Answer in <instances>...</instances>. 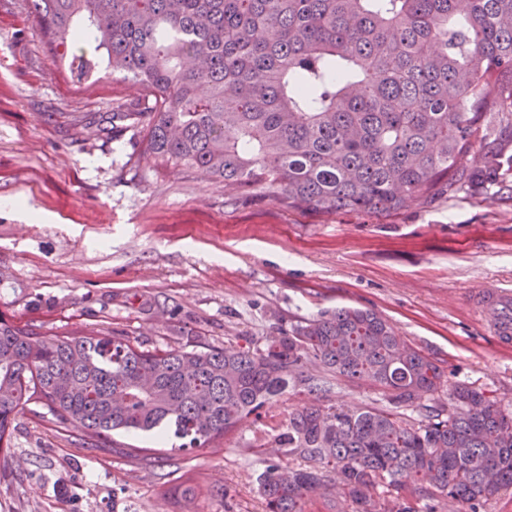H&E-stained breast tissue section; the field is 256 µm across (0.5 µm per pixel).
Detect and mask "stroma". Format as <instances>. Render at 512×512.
<instances>
[{"label":"stroma","instance_id":"1","mask_svg":"<svg viewBox=\"0 0 512 512\" xmlns=\"http://www.w3.org/2000/svg\"><path fill=\"white\" fill-rule=\"evenodd\" d=\"M143 111L130 83L74 84L54 64L31 0H0V313L46 336L116 332L149 348L221 347L339 307L376 312L454 380L512 405V350L462 302L512 289V196L438 202L374 219L232 201L223 183L153 168L140 126L112 125L116 102ZM5 197L23 209L2 205ZM248 421L219 448L139 456L87 448L76 427L18 414L0 451V512H182L183 477L227 486L199 512H265ZM162 453L149 464L145 455Z\"/></svg>","mask_w":512,"mask_h":512}]
</instances>
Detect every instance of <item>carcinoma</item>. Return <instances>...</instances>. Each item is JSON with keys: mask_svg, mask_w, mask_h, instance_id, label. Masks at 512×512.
Masks as SVG:
<instances>
[{"mask_svg": "<svg viewBox=\"0 0 512 512\" xmlns=\"http://www.w3.org/2000/svg\"><path fill=\"white\" fill-rule=\"evenodd\" d=\"M70 78L138 86L157 169L268 194L287 209L389 217L461 194L512 191V0H32ZM89 40L95 51L75 49ZM369 381L382 407L330 404L331 378ZM448 386V404L424 405ZM319 403L266 410L286 390ZM30 403L91 448L143 434L201 448L255 417L266 512L331 493L354 512H484L512 490V410L445 384L439 362L380 315L342 307L261 343L147 349L117 333L47 337L0 315V443ZM300 460L304 465L293 466ZM334 479H327V474Z\"/></svg>", "mask_w": 512, "mask_h": 512, "instance_id": "carcinoma-1", "label": "carcinoma"}]
</instances>
